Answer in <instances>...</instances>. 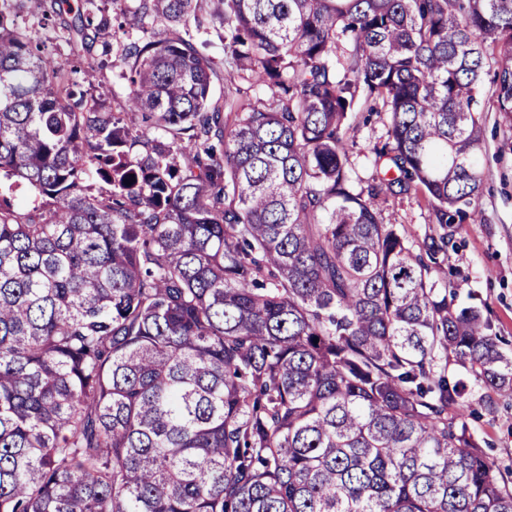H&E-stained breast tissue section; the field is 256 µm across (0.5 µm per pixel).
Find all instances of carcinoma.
Wrapping results in <instances>:
<instances>
[{"instance_id":"obj_1","label":"carcinoma","mask_w":512,"mask_h":512,"mask_svg":"<svg viewBox=\"0 0 512 512\" xmlns=\"http://www.w3.org/2000/svg\"><path fill=\"white\" fill-rule=\"evenodd\" d=\"M106 2L50 0L61 50L0 6V512H512L448 377L512 396V354L439 261L481 220L488 46L512 114V0ZM92 29L117 112L77 80ZM362 96L390 126L357 190ZM411 191L415 244L379 220ZM197 42L199 50L216 64V73L212 77V94L215 99H222L224 97L225 67L227 69L224 62V44L218 38L210 35L199 36ZM381 220L384 224H398L412 241H421L432 230L433 215L428 202L413 191L408 194L388 195L381 204ZM401 225V226H400Z\"/></svg>"}]
</instances>
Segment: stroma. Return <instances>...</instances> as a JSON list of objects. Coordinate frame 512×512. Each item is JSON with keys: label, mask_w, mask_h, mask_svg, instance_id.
Segmentation results:
<instances>
[{"label": "stroma", "mask_w": 512, "mask_h": 512, "mask_svg": "<svg viewBox=\"0 0 512 512\" xmlns=\"http://www.w3.org/2000/svg\"><path fill=\"white\" fill-rule=\"evenodd\" d=\"M79 78L98 97H122L124 80L120 65L101 64L95 45H88L81 58ZM496 63L487 57L481 75L475 111L483 116L484 149L480 165L488 178L477 204L482 220L457 225L443 264L449 283L458 285L461 301L479 306L491 323L500 348L512 352V116L497 112L493 95ZM389 115L373 112L360 102L348 121L350 177L355 188L367 187L373 179L374 147L388 140ZM381 220L398 224L410 240H422L433 229L427 201L415 193L388 196L381 205ZM467 411L476 413L470 426L484 451L512 487V397L471 385Z\"/></svg>", "instance_id": "obj_1"}]
</instances>
